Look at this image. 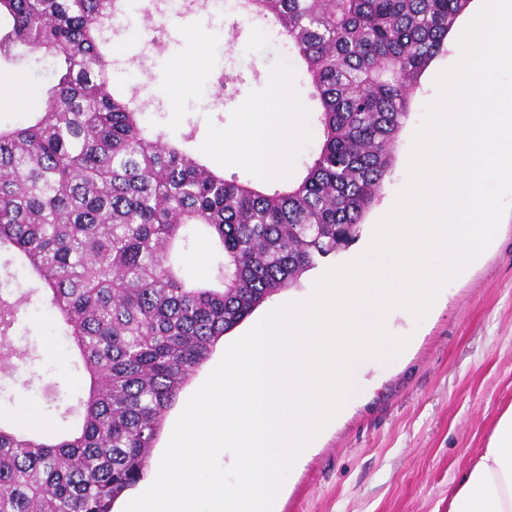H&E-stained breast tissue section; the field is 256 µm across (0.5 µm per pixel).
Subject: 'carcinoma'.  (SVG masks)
<instances>
[{
    "label": "carcinoma",
    "instance_id": "1",
    "mask_svg": "<svg viewBox=\"0 0 512 512\" xmlns=\"http://www.w3.org/2000/svg\"><path fill=\"white\" fill-rule=\"evenodd\" d=\"M471 0H237L274 27L319 104L305 174L258 190L143 125L106 48L127 0H0V60L54 59L42 105L0 126V251L41 285L89 376L62 437L0 425V512H112L221 337L360 236L422 74ZM212 282L181 265L196 235ZM29 294L0 293V373ZM202 237L203 236L197 237L192 256H191L188 264L185 265V267H184V273H185L186 277L190 278V279L202 278V277H206V276L210 275L217 263V260H218V257L214 252L212 243H210V248H209L208 240L204 239V240L200 241ZM199 241H200V243H199ZM208 248H209V252H208ZM207 252H208V254H207ZM196 253H197L198 259H202L206 256L202 262L192 261V258L196 255Z\"/></svg>",
    "mask_w": 512,
    "mask_h": 512
}]
</instances>
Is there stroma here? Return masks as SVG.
<instances>
[{
	"label": "stroma",
	"mask_w": 512,
	"mask_h": 512,
	"mask_svg": "<svg viewBox=\"0 0 512 512\" xmlns=\"http://www.w3.org/2000/svg\"><path fill=\"white\" fill-rule=\"evenodd\" d=\"M202 49L208 64L189 68ZM111 58L113 82L148 102L149 124L173 140L193 132L194 152L228 177L255 180L246 161L225 156L223 135L241 125L246 104L273 96L278 78L288 82L299 121L311 123V88L292 67L287 47L240 10L212 2L204 10L167 12L151 28L139 16L119 18ZM452 62V50H445L421 76L391 172L359 242L321 261L298 285L274 295L272 304L308 295L328 266L345 263L371 238L406 182L413 133L437 93L434 79ZM40 69L30 59L0 63V72L13 77L0 84V125L24 118L16 84L42 90L46 77ZM389 332L409 337L408 346L392 363L368 362L364 393L294 463L279 512H448L455 479L486 448L498 417L512 405V211L479 261L444 287L423 321L397 309ZM59 334L40 295H32L13 342L34 347L37 358L0 378V418L14 419L27 409L35 413L37 428H48L40 394L49 387L58 390L61 406L75 403L83 373L59 349Z\"/></svg>",
	"instance_id": "stroma-1"
}]
</instances>
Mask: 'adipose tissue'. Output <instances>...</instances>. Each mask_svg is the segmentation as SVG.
I'll return each mask as SVG.
<instances>
[{"mask_svg":"<svg viewBox=\"0 0 512 512\" xmlns=\"http://www.w3.org/2000/svg\"><path fill=\"white\" fill-rule=\"evenodd\" d=\"M277 87L276 102L247 104L243 125L224 133L225 144L243 152L261 178L287 177L293 147L306 134L287 84ZM448 512H512V405L498 418L486 448L461 474Z\"/></svg>","mask_w":512,"mask_h":512,"instance_id":"obj_1","label":"adipose tissue"}]
</instances>
